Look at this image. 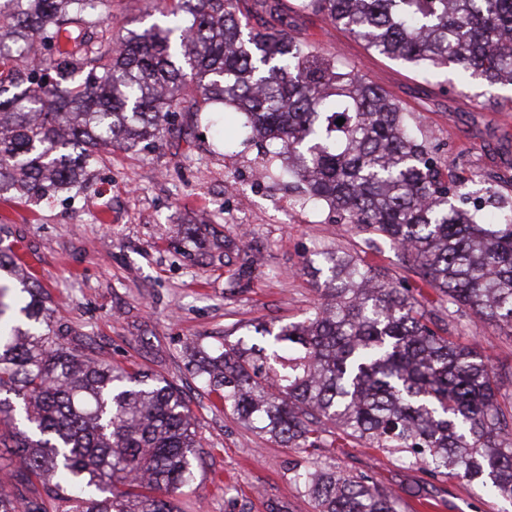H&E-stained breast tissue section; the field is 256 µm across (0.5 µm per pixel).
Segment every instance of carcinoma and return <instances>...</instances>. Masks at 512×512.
I'll use <instances>...</instances> for the list:
<instances>
[{"mask_svg":"<svg viewBox=\"0 0 512 512\" xmlns=\"http://www.w3.org/2000/svg\"><path fill=\"white\" fill-rule=\"evenodd\" d=\"M157 0L170 18L117 37L112 0H0V195L42 200L80 188L105 148L132 150L175 130L183 112L216 104L245 116L272 147L266 173L305 184L343 224L409 257L448 303L512 328V208L467 207L489 192L441 176L440 147L409 114L335 56L274 24L282 0ZM304 10L427 72L512 87V0H298ZM344 119L343 125L336 124ZM324 300L307 319L261 323L255 336L193 344L192 373L268 439L323 448L335 430L396 453L430 476L457 475L512 501V405L488 358L452 340L447 308L422 307L384 268L322 253ZM0 248V392L24 403L31 434L13 436L22 485L0 512H177L173 495L201 466L182 392L148 371L104 365L40 332L42 287ZM295 479L318 512H398L397 496L334 466Z\"/></svg>","mask_w":512,"mask_h":512,"instance_id":"obj_1","label":"carcinoma"}]
</instances>
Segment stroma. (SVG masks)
<instances>
[{
    "mask_svg": "<svg viewBox=\"0 0 512 512\" xmlns=\"http://www.w3.org/2000/svg\"><path fill=\"white\" fill-rule=\"evenodd\" d=\"M284 28L313 49L337 56L412 112L426 141L453 160L459 181L487 177L493 207L512 205V89L461 88L455 73L428 76L372 53L365 43L318 13L283 0ZM213 114L183 113L178 131L149 150L105 153L87 187L33 201L0 196V246L26 258L48 295L50 335L81 337L99 361L134 366L172 382L196 420L203 459L195 482L176 494L180 512H316L292 479L296 468L331 462L366 474L399 498L400 512L432 503L434 512H512L454 476L431 477L395 455L337 440L332 448H288L229 411L187 367L184 347L240 337L257 323L298 322L324 298L322 279L306 262L339 251L385 268L424 305L436 301L406 256L383 244L367 248L362 232L325 207L300 205L298 190L262 179V148L244 141L241 114L224 113L215 141ZM207 224L200 240L180 235ZM224 239L245 241L225 252ZM459 342L490 357L512 393V331L466 309L452 316Z\"/></svg>",
    "mask_w": 512,
    "mask_h": 512,
    "instance_id": "35a3bbf8",
    "label": "stroma"
}]
</instances>
